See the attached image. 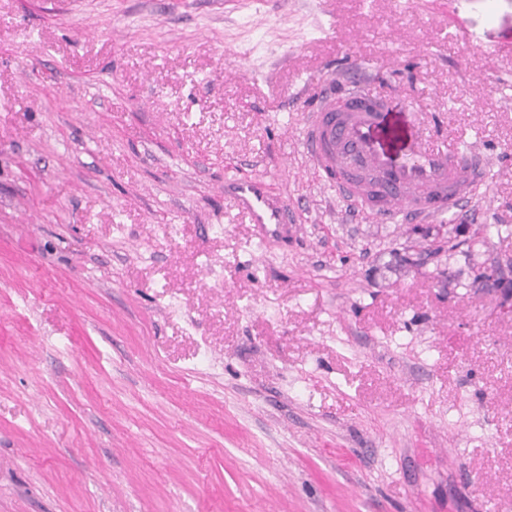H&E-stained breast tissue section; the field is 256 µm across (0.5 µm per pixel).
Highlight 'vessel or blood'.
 Segmentation results:
<instances>
[{
	"instance_id": "1",
	"label": "vessel or blood",
	"mask_w": 512,
	"mask_h": 512,
	"mask_svg": "<svg viewBox=\"0 0 512 512\" xmlns=\"http://www.w3.org/2000/svg\"><path fill=\"white\" fill-rule=\"evenodd\" d=\"M390 102L353 86H327L302 114L300 143L309 170L355 211L385 224L427 223L456 213L488 181L471 148L417 136L396 156L382 136ZM224 197L261 237L287 236L299 223L287 197L262 176H231Z\"/></svg>"
}]
</instances>
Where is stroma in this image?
<instances>
[{"mask_svg": "<svg viewBox=\"0 0 512 512\" xmlns=\"http://www.w3.org/2000/svg\"><path fill=\"white\" fill-rule=\"evenodd\" d=\"M349 79L482 150L431 224L301 156ZM259 175L302 217L259 240ZM512 0H0V512H512ZM224 199L238 214L255 224L262 238L288 237V224H299L288 198L262 176H231L224 178Z\"/></svg>", "mask_w": 512, "mask_h": 512, "instance_id": "1", "label": "stroma"}]
</instances>
